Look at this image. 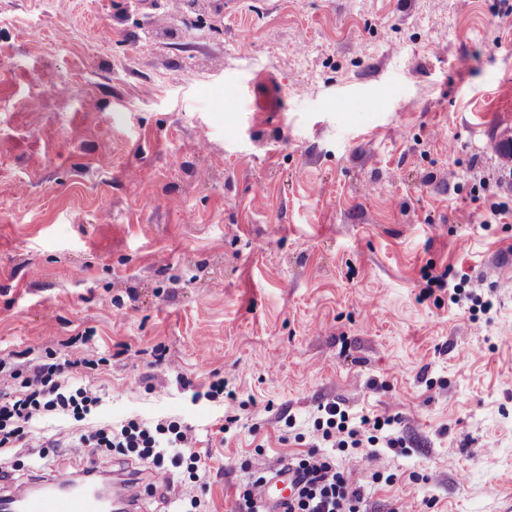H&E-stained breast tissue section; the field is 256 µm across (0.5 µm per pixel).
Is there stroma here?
<instances>
[{
  "label": "stroma",
  "instance_id": "1",
  "mask_svg": "<svg viewBox=\"0 0 512 512\" xmlns=\"http://www.w3.org/2000/svg\"><path fill=\"white\" fill-rule=\"evenodd\" d=\"M507 9L0 0V405L37 367L66 399L8 422L0 490L243 512L326 460L361 512H512ZM129 423L157 454L99 444Z\"/></svg>",
  "mask_w": 512,
  "mask_h": 512
}]
</instances>
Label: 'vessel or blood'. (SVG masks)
<instances>
[{"label": "vessel or blood", "instance_id": "vessel-or-blood-1", "mask_svg": "<svg viewBox=\"0 0 512 512\" xmlns=\"http://www.w3.org/2000/svg\"><path fill=\"white\" fill-rule=\"evenodd\" d=\"M94 474L90 466L81 473L62 471L48 488L0 495V512H106Z\"/></svg>", "mask_w": 512, "mask_h": 512}]
</instances>
